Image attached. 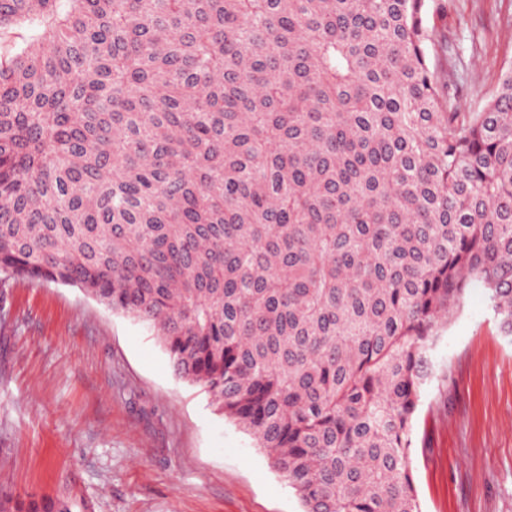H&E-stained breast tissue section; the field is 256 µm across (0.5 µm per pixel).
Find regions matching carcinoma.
<instances>
[{"mask_svg":"<svg viewBox=\"0 0 512 512\" xmlns=\"http://www.w3.org/2000/svg\"><path fill=\"white\" fill-rule=\"evenodd\" d=\"M427 10L0 0V275L149 325L303 512H422L442 317L476 282L512 338V63L460 111Z\"/></svg>","mask_w":512,"mask_h":512,"instance_id":"cac0c4a2","label":"carcinoma"}]
</instances>
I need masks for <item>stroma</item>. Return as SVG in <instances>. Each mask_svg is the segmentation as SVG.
Masks as SVG:
<instances>
[{
  "instance_id": "stroma-1",
  "label": "stroma",
  "mask_w": 512,
  "mask_h": 512,
  "mask_svg": "<svg viewBox=\"0 0 512 512\" xmlns=\"http://www.w3.org/2000/svg\"><path fill=\"white\" fill-rule=\"evenodd\" d=\"M438 81L470 111L512 60V0H431ZM422 512H512V340L484 288L443 321L410 450ZM303 512L297 492L144 323L82 289L0 281V504ZM13 509V512H78L76 510L80 509V506L76 501L47 497L40 501L30 500L27 503L17 501Z\"/></svg>"
}]
</instances>
